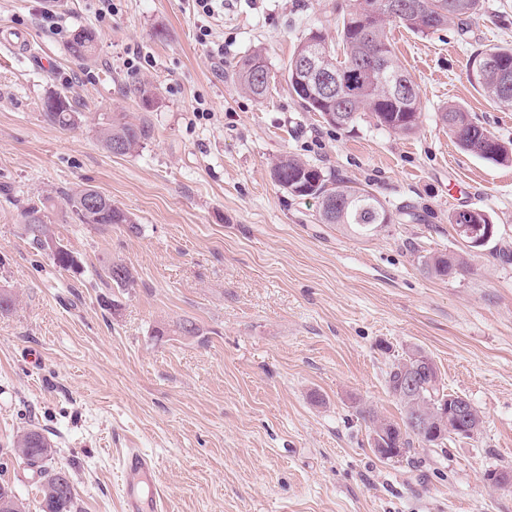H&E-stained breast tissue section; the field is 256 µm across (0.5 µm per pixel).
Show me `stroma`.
<instances>
[{"mask_svg": "<svg viewBox=\"0 0 512 512\" xmlns=\"http://www.w3.org/2000/svg\"><path fill=\"white\" fill-rule=\"evenodd\" d=\"M347 3L224 0L208 22L192 0H114L105 20L95 0H0V288L18 300L0 315V461L29 512L36 484L10 450L31 423L54 442L80 512H124L130 446L153 458L167 512H512V488L485 479L512 473V263L494 255L512 250V162L459 149L440 120L460 105L512 148V108L468 79L477 50L512 44V0H484L463 35L453 21L427 36L391 25L420 95L409 136L367 114L334 128L291 93L300 38H335ZM207 23L223 61L197 40ZM80 27L97 37L85 64L68 52ZM258 48L271 72L261 101L234 74ZM60 90L83 114L75 130L44 117ZM106 113L149 126L136 153L102 146ZM286 155L372 190L392 223L367 234L321 223L316 200L272 179ZM86 185L140 234L64 222L62 191ZM43 195L79 272L22 231ZM461 209L497 227L481 250L453 229ZM437 251L466 270L427 275L419 258ZM112 262L133 287H113ZM187 321L196 334L181 332ZM413 348L479 411L481 432L385 459L360 412L400 419L386 372Z\"/></svg>", "mask_w": 512, "mask_h": 512, "instance_id": "stroma-1", "label": "stroma"}]
</instances>
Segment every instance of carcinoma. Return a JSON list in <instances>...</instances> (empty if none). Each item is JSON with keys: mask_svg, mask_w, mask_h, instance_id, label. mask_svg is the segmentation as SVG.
<instances>
[{"mask_svg": "<svg viewBox=\"0 0 512 512\" xmlns=\"http://www.w3.org/2000/svg\"><path fill=\"white\" fill-rule=\"evenodd\" d=\"M398 4L415 3L417 8L390 13L385 9L370 10L372 0H351L338 24L337 35L342 44V54L336 55L325 35L311 31L299 42L288 60V80L300 104L309 112H347L354 122L363 112L371 114L376 125L395 133L409 135L415 132L420 117L418 85L403 68L394 53L388 26L399 23L416 34L428 35L441 30L450 21L464 27L478 14L482 0H394ZM94 33L88 28L75 30L68 45L72 58L84 63L90 60L95 49L91 42ZM317 56V70L309 75L294 74L303 58ZM357 70L354 81L344 78L336 84L331 105L322 91V77L337 71ZM235 75L240 87L257 100L263 99L269 88V66L262 50H255L235 65ZM468 79L476 84L493 103L512 107V45L492 46L481 49L473 56ZM44 116L55 128L70 131L78 126L82 112L76 101L57 92L44 101ZM443 123L448 133L465 151L495 162H511L512 152L499 142L487 128L472 120L461 106L450 104L443 108ZM148 127L125 118L107 116L98 130L104 148L114 155H128L140 147L148 137ZM271 175L289 194L318 200L319 216L327 224H345L351 228L364 225L369 232L381 224L391 223V215L381 199L371 190L350 181H340L326 174L321 168L293 156L279 158ZM88 188L83 187L63 193L70 218L78 224H89L106 229L114 224H124L131 233L139 231L126 211L112 204L107 197L100 206L93 208L85 203ZM46 197L29 203L22 212L24 232L32 244L40 247L51 232L45 220ZM425 273L440 279L452 278L463 271L462 258L446 253H433L422 257ZM106 277L119 287H131L134 277L130 270L119 263L105 267ZM402 366L395 361L386 373L389 394L400 404V420L381 417L372 411L365 412L372 424L384 430V444L395 457L404 458L416 450V445L426 446L428 440L411 431L416 411L428 412L446 403L452 408L465 397L446 389L431 391L426 387L407 398L402 392ZM57 450L53 441L42 429L29 425L17 436L12 455L23 461L36 476L37 493L41 512H77L72 477L69 471L55 464ZM8 462L0 463V512H26V505L10 484L1 478Z\"/></svg>", "mask_w": 512, "mask_h": 512, "instance_id": "obj_1", "label": "carcinoma"}]
</instances>
